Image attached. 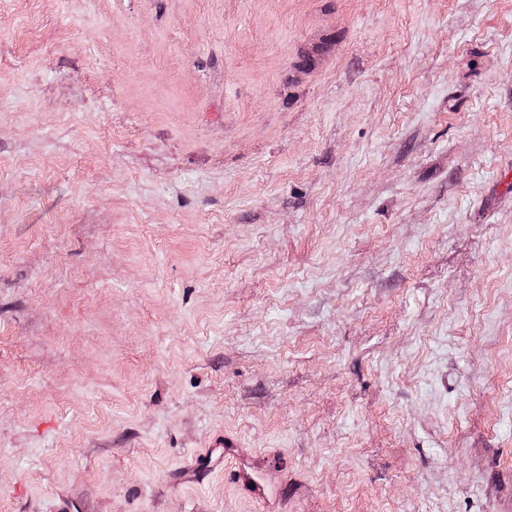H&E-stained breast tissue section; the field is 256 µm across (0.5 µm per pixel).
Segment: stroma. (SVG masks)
I'll list each match as a JSON object with an SVG mask.
<instances>
[{
	"label": "stroma",
	"instance_id": "35a3bbf8",
	"mask_svg": "<svg viewBox=\"0 0 512 512\" xmlns=\"http://www.w3.org/2000/svg\"><path fill=\"white\" fill-rule=\"evenodd\" d=\"M66 499L512 512V0H0V512ZM212 448H222L219 450V452H216L215 449L211 450L210 452L207 451L205 454H203L201 461H199L195 466L194 470L197 472H203L206 471L209 467H212L224 460V457L231 454V449L234 448L233 441L226 435H224V440H221ZM224 448V450H223ZM230 476L233 482L239 484L252 496L260 499L267 497L266 485L255 477L250 466L239 465L231 472ZM250 484H254V487H250Z\"/></svg>",
	"mask_w": 512,
	"mask_h": 512
}]
</instances>
